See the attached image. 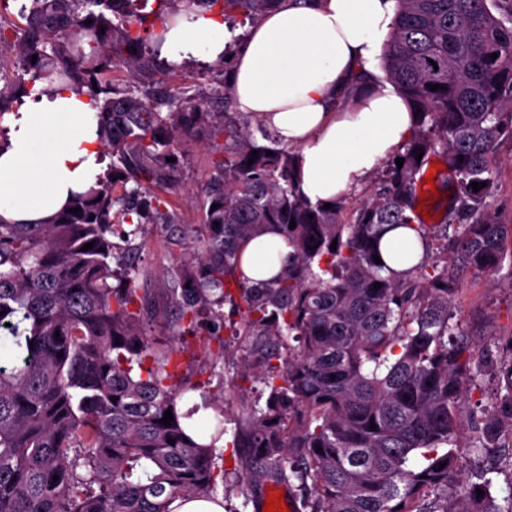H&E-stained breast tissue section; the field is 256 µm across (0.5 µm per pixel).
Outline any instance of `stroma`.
<instances>
[{
	"label": "stroma",
	"mask_w": 512,
	"mask_h": 512,
	"mask_svg": "<svg viewBox=\"0 0 512 512\" xmlns=\"http://www.w3.org/2000/svg\"><path fill=\"white\" fill-rule=\"evenodd\" d=\"M211 156L208 137L197 135L180 159L183 189L171 196L170 209L176 212L177 223L166 227L146 225L144 234L131 241L136 257L157 272L144 285L151 303L144 327L157 340H166L179 327L176 310L169 304L168 290L172 285L169 272L183 253L192 230L201 222ZM456 307L472 341L477 348L487 350L490 361L512 355V271L502 270L491 279L469 273L462 275ZM217 310L218 318L202 316L195 332L222 340V365L213 367L198 355L186 354L182 357V370L185 384L195 389L197 402L207 403L212 418L225 420V445L215 451L219 466L224 467L235 457L231 446L232 416L240 399H266L269 389L265 384L268 368L263 351L254 349L236 334L245 318L243 307L227 301L218 305ZM462 465L460 487L471 483L472 473L489 467L494 470V484L501 487L512 478V449L505 447L486 456L469 450L462 455Z\"/></svg>",
	"instance_id": "stroma-1"
}]
</instances>
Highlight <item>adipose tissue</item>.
I'll list each match as a JSON object with an SVG mask.
<instances>
[{
	"instance_id": "1",
	"label": "adipose tissue",
	"mask_w": 512,
	"mask_h": 512,
	"mask_svg": "<svg viewBox=\"0 0 512 512\" xmlns=\"http://www.w3.org/2000/svg\"><path fill=\"white\" fill-rule=\"evenodd\" d=\"M396 10L397 0H281L249 26L234 53L230 84L239 110L298 151L299 188L311 201L347 196L413 134L406 100L378 66ZM228 41L215 15L182 16L161 53L209 64ZM346 93L351 99L339 107ZM106 171L86 92L59 83L47 93L37 82L0 118L1 220H45ZM381 250L397 271L424 254L419 233L407 227L385 231ZM292 254L286 238L268 229L245 243L241 269L250 284H264L287 270Z\"/></svg>"
}]
</instances>
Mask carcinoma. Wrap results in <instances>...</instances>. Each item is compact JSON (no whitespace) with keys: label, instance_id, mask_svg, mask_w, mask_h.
I'll return each instance as SVG.
<instances>
[{"label":"carcinoma","instance_id":"carcinoma-1","mask_svg":"<svg viewBox=\"0 0 512 512\" xmlns=\"http://www.w3.org/2000/svg\"><path fill=\"white\" fill-rule=\"evenodd\" d=\"M28 2L19 31L0 15V48L19 54L12 82L0 85V118L25 83L57 73L88 89L112 164L48 221L0 222V512H170L177 497H216L224 429L207 427L208 444L184 431L198 408L179 412L187 387L173 381L174 356L190 343L179 331L168 342L143 332L138 281L153 272L129 248L143 225L176 223L154 190L181 188L179 162L166 158L199 131L220 158L200 249L187 247L174 270L171 302L193 323L237 298L239 335L274 336L286 350L267 355L279 364L269 366L265 403L244 401L233 416L246 500L265 480L293 479L311 512H512V481L495 490L486 471L454 490L479 353L450 312L459 273L497 275L512 243V224L489 201L497 151L512 143V0H398L383 65L417 113L415 130L403 166L389 162L351 209L299 194L298 152L263 128L257 141L234 106L226 59L203 68L213 74L207 88L160 57L181 14L216 10L244 24L279 0H156L150 11L149 0ZM115 66L126 83L106 78ZM433 156L448 169L451 237L446 223H416L417 175ZM473 182L486 186L476 192ZM267 226L287 237L293 261L255 287L238 275L239 248ZM386 226L420 234L425 257L412 269L385 275L375 261ZM495 379L500 405L474 422L477 451L512 433V356ZM168 410L174 421L164 425Z\"/></svg>","mask_w":512,"mask_h":512}]
</instances>
